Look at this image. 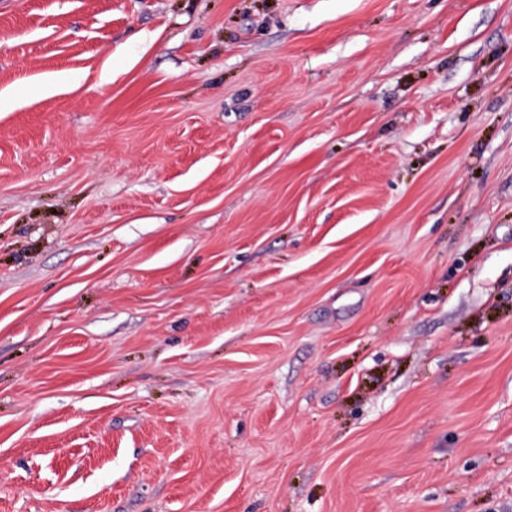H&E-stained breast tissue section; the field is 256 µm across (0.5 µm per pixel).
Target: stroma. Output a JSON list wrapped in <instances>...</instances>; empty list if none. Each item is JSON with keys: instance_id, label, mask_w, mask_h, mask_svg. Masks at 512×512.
I'll return each instance as SVG.
<instances>
[{"instance_id": "stroma-1", "label": "stroma", "mask_w": 512, "mask_h": 512, "mask_svg": "<svg viewBox=\"0 0 512 512\" xmlns=\"http://www.w3.org/2000/svg\"><path fill=\"white\" fill-rule=\"evenodd\" d=\"M0 512H512V0H0Z\"/></svg>"}]
</instances>
